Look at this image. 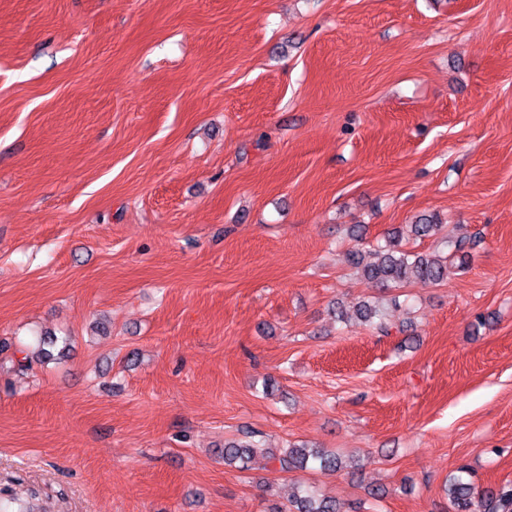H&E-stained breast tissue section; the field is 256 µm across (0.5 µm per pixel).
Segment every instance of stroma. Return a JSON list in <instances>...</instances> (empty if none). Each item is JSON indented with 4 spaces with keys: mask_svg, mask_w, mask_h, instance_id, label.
<instances>
[{
    "mask_svg": "<svg viewBox=\"0 0 512 512\" xmlns=\"http://www.w3.org/2000/svg\"><path fill=\"white\" fill-rule=\"evenodd\" d=\"M433 212L482 233L465 266L388 335L335 321L380 294L348 253ZM3 342L8 512L512 482V0H0ZM245 428L361 467L226 466ZM58 337L56 335H46L43 339H41L40 344L42 342V348H39L37 352L29 353L26 349L19 348L16 349L13 353L15 358V363L17 368L21 371L29 370L32 368L33 363H45L48 360L53 358V354L50 350L46 349L44 346L52 347L57 342ZM20 355L19 357L17 355Z\"/></svg>",
    "mask_w": 512,
    "mask_h": 512,
    "instance_id": "stroma-1",
    "label": "stroma"
}]
</instances>
